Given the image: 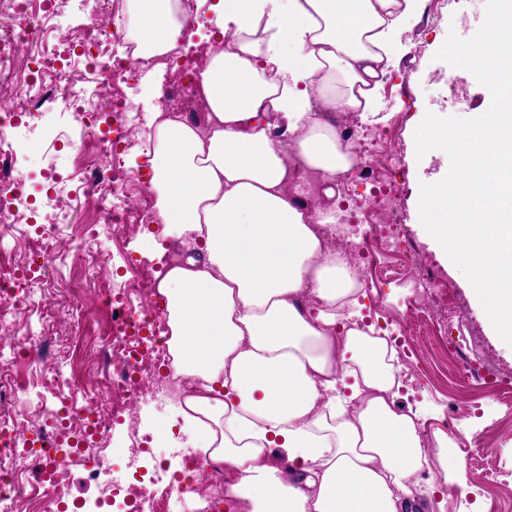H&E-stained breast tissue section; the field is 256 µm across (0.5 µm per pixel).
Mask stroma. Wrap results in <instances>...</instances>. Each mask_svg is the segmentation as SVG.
Here are the masks:
<instances>
[{
  "label": "stroma",
  "mask_w": 512,
  "mask_h": 512,
  "mask_svg": "<svg viewBox=\"0 0 512 512\" xmlns=\"http://www.w3.org/2000/svg\"><path fill=\"white\" fill-rule=\"evenodd\" d=\"M486 16L485 0H450L441 16L431 14L430 4L411 19L401 36L398 63L387 75L380 90L379 105L374 114L360 117L368 128L390 130L396 152L397 176L406 183L401 200V221L407 238L451 283L463 306L461 319L450 323L447 332H435L418 339L396 336L402 350L397 357L409 377L395 398L399 409L422 404L434 407L435 419L447 420L452 440L448 445V462L432 461L433 477L420 480L422 491L436 490L465 503V512H512V379L494 381L484 376L463 379L459 369L470 357L469 331L477 329L480 337L493 350L498 363L512 366V351L490 330L486 313L475 301L467 277L451 269L442 254L422 230L418 196L422 183L447 174L450 160L438 152L417 156L414 133L426 114L442 117L469 118L486 111L490 94L467 70L451 66L436 57L449 33L469 38L476 34ZM172 75L166 68L152 69L131 78L124 93L134 109L131 145L123 153L126 171L147 175L145 165L149 136L153 131L151 117L162 105L160 96ZM21 131L18 165L27 175L30 236L42 231L47 195L66 188L73 198L72 221L92 222L93 212L78 189L73 174L79 160L78 143L93 147V140L74 132L72 139L59 133L71 124L65 109L30 117L18 116ZM105 265L113 289H122L131 276V266L152 272L159 265L140 230H133L121 242L109 233H101L93 245ZM377 263L390 267V277L380 279L369 291L359 313L364 324H374L394 331L399 320L409 316L416 302L402 286L407 275L394 254L378 255ZM31 287L44 295L51 314L41 328L52 351L69 359L67 375L85 379L95 367L101 336L108 329L112 313L99 304L97 276L78 264L52 263L35 273ZM85 302L89 315L80 329H72L69 304ZM126 437L124 422L112 427L108 449L102 450L100 483L89 482L82 469L74 471L73 497L84 500L83 512H111V499L106 488L147 478L165 484L180 469V458L164 448H149L137 462L118 455Z\"/></svg>",
  "instance_id": "stroma-1"
}]
</instances>
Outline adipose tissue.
<instances>
[{"label":"adipose tissue","mask_w":512,"mask_h":512,"mask_svg":"<svg viewBox=\"0 0 512 512\" xmlns=\"http://www.w3.org/2000/svg\"><path fill=\"white\" fill-rule=\"evenodd\" d=\"M215 0L232 51L202 73L205 118L154 113L149 160L163 244L173 364L201 379L180 433L202 463L227 465L241 512H412L414 474L447 463V434L423 447L398 410L396 351L359 329V293L298 183L333 197L353 157L327 114L373 112L406 22L423 0ZM129 37L176 48L171 0H130ZM277 114L270 122L269 114Z\"/></svg>","instance_id":"adipose-tissue-1"}]
</instances>
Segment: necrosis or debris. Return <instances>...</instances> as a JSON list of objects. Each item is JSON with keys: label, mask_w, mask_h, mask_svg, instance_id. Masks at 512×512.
Segmentation results:
<instances>
[{"label": "necrosis or debris", "mask_w": 512, "mask_h": 512, "mask_svg": "<svg viewBox=\"0 0 512 512\" xmlns=\"http://www.w3.org/2000/svg\"><path fill=\"white\" fill-rule=\"evenodd\" d=\"M67 0H0V74L14 71L28 59H35L37 69L23 87L9 92V105L0 110V247L11 240L26 238L28 221L24 197V177L17 166L18 133L13 121L18 112H45L65 107L76 124L84 129L95 126L101 116H109L114 125L112 138L101 141L95 154L78 169L77 180L86 201L99 210L102 224L85 225L79 237L68 235L70 196L56 191L49 199L48 226L38 238H26L29 264L43 268L72 254L76 261L97 265L99 258L88 247L101 230H109L120 240L130 229L156 221V210L149 202L131 203L133 193L145 184L139 175L123 172L120 156L126 138L131 106L123 86L134 69L164 66L174 71V78L164 97L169 113L207 111L201 92V73L216 45L202 44L194 56L182 57L172 50L145 55L136 43H129L125 53L114 50L119 33L110 19L119 16L124 0H87V11L77 33L64 34L54 19ZM343 146L355 157V164L343 177L347 180L375 179L374 167L366 159L382 149L389 140L388 130H369L345 113L339 125ZM376 181L378 205L359 204V221L339 224L329 233L331 248L339 253L358 288H371L374 269L372 257L387 251L399 255L409 275L404 283L411 296H432L445 288L426 257L407 243L404 225L390 221L404 191L402 183L392 178ZM157 282L147 272H134L121 291L103 286L99 298L114 313L104 337L109 352L108 369L99 379L101 394H93L86 383L65 377L58 359L52 358L40 336L32 334L24 347L5 345L4 339L18 335L19 329L8 316L19 302L29 309H41L43 298L26 286L18 268L0 265V369L23 358L39 364L42 377L49 382L60 408H52L43 393L20 396L14 384L0 386V403L14 407L11 415L0 419V444L18 451L27 464L22 471L0 470V502L24 497L26 512H53L54 505L72 494L73 478L68 463L46 466L45 454H56V439L40 425L42 417H62L68 433H80L87 442L81 450L88 479H96L94 467L98 456L89 438L107 436L113 421L131 413L128 439L122 449L131 461L141 455L144 442L140 422L134 417L137 406L152 401L171 400L182 405L198 393L199 379L182 374L173 365L168 341L170 329L166 318L152 308ZM30 432L40 438L38 449H18L15 439ZM229 484L223 468L199 472L195 459L185 458L184 467L173 481L161 486L156 482H137L123 489L127 512H169L172 496L192 495L196 512H207L210 502L224 498Z\"/></svg>", "instance_id": "obj_1"}]
</instances>
